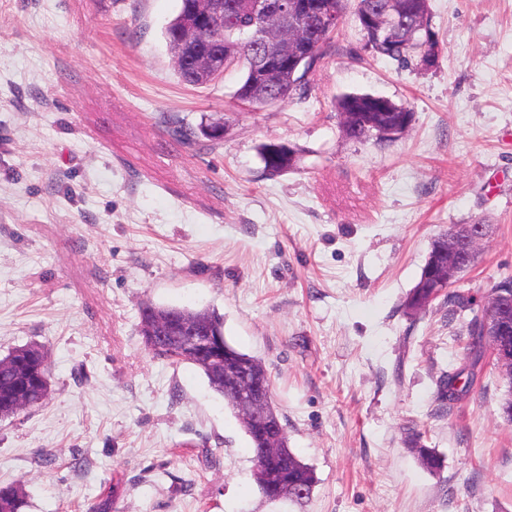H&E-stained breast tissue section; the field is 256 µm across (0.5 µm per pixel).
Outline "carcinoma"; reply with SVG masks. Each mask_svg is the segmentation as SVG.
I'll return each instance as SVG.
<instances>
[{"label": "carcinoma", "mask_w": 512, "mask_h": 512, "mask_svg": "<svg viewBox=\"0 0 512 512\" xmlns=\"http://www.w3.org/2000/svg\"><path fill=\"white\" fill-rule=\"evenodd\" d=\"M194 0H180L177 15L165 28L164 37L173 58L176 74L188 85H206L220 77V74L202 75L196 71L190 61L191 53L182 46V37L190 22V9ZM260 23L250 9V0H224V24L216 30L203 35V38L220 46L224 52V68L240 66L244 70L243 78L235 92L236 100L253 108H263L282 101L300 88L301 80L312 71L328 53L334 30H324L315 53L306 57L295 72L288 70L273 74L264 89L259 90L252 84L249 46L242 40V33L259 31ZM365 46L377 57L390 58L405 62L417 49L425 48L430 53L437 42L431 28L419 31L415 36L409 30L398 29L387 38H376L367 29H362ZM339 114L349 113L350 126L354 139L364 140L379 132L383 126L405 127L412 113L403 106H398L388 99L368 94H347L336 102ZM265 171L274 176L288 171L295 163L289 156L288 148L283 144L269 143L260 148ZM423 280H418L407 302V308L417 311L432 302L430 291L420 287ZM481 309L478 301L462 291L450 294L448 298V320L458 316L467 317L469 342L467 360L469 368L463 372L453 371L443 376L439 382L440 398L450 404H458L470 398L474 370L483 358V349L478 336ZM184 316L196 323L201 334L224 337V317L210 309L191 310L177 306L145 307L141 312L140 335L147 340L154 331L157 319L162 317L178 318ZM222 350L224 366L215 368L207 358L198 356L188 349L182 336H169L159 348L150 350L154 356L172 363H187L195 366L208 380L210 387L224 397V401L237 415L246 435L250 439L255 465L254 477L261 495L268 501L277 502L279 497L271 494L269 488L278 481L277 467L288 469V486L296 493L286 497L288 501H302L309 498L316 484V477L311 467L305 464L297 454L288 447V436L282 434L277 447L265 449L266 440L260 432L264 420L276 418L278 414L271 399L270 377L262 362L256 357L243 353L228 341H223ZM244 372L251 378L258 379L264 388L265 400L260 410L248 413L241 409L238 397L228 387L226 379ZM48 395L46 370V352L39 345H27L17 348L0 359V419L8 418L19 412L18 400L24 399L29 405L42 403ZM418 458L421 465L434 472L442 465L439 454L432 448L421 444V435L414 436ZM27 506L25 494L21 487L0 484V512H22Z\"/></svg>", "instance_id": "cac0c4a2"}]
</instances>
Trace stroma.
<instances>
[{"label": "stroma", "instance_id": "stroma-1", "mask_svg": "<svg viewBox=\"0 0 512 512\" xmlns=\"http://www.w3.org/2000/svg\"><path fill=\"white\" fill-rule=\"evenodd\" d=\"M428 9L433 62L373 56L350 11L303 93L255 109L234 103L241 71L179 80V0H0V359L43 345L50 384L0 420L25 512L111 492L118 512H512L500 375L480 364L470 401L442 406L466 324L442 297L405 308L451 224L493 227L459 290L512 273V0ZM353 93L407 107L406 131L349 138L335 101ZM269 143L291 170L265 171ZM148 304L216 310L262 361L308 499L259 494L223 396L145 349ZM264 169L269 175H278L288 171L295 163V158L288 157L289 151L284 144L269 143L260 148Z\"/></svg>", "mask_w": 512, "mask_h": 512}]
</instances>
